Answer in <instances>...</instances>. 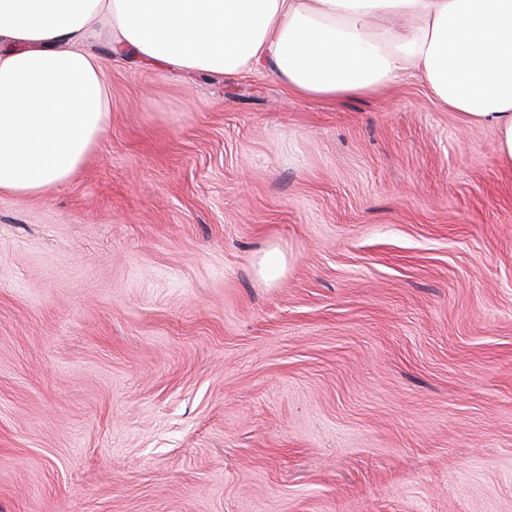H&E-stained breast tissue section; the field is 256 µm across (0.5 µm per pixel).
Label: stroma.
Segmentation results:
<instances>
[{"label":"stroma","instance_id":"obj_1","mask_svg":"<svg viewBox=\"0 0 512 512\" xmlns=\"http://www.w3.org/2000/svg\"><path fill=\"white\" fill-rule=\"evenodd\" d=\"M110 43L80 173L0 196V512H512L495 128ZM256 263L261 277L270 283L277 280L286 267L285 256L276 248H271L263 253L258 257Z\"/></svg>","mask_w":512,"mask_h":512}]
</instances>
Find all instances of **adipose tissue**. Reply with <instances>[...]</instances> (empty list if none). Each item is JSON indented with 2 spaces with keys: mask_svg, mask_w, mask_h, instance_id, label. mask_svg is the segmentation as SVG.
<instances>
[{
  "mask_svg": "<svg viewBox=\"0 0 512 512\" xmlns=\"http://www.w3.org/2000/svg\"><path fill=\"white\" fill-rule=\"evenodd\" d=\"M190 72L270 70L302 99L423 78L512 168V0H0V194L72 179L110 115L87 44Z\"/></svg>",
  "mask_w": 512,
  "mask_h": 512,
  "instance_id": "adipose-tissue-1",
  "label": "adipose tissue"
}]
</instances>
